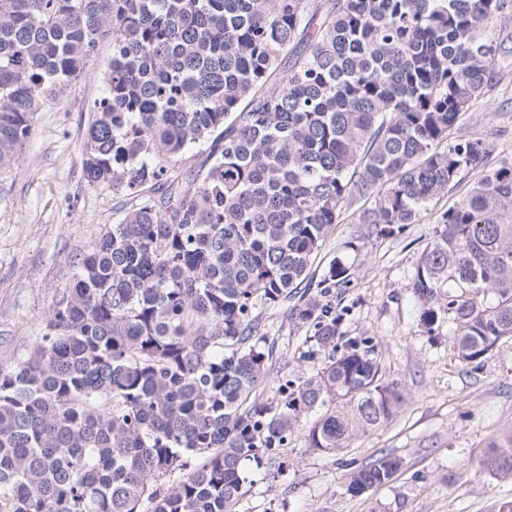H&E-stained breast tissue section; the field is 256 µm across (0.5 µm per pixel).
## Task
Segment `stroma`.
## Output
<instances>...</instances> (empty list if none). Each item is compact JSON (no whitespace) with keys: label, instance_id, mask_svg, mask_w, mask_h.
<instances>
[{"label":"stroma","instance_id":"1","mask_svg":"<svg viewBox=\"0 0 512 512\" xmlns=\"http://www.w3.org/2000/svg\"><path fill=\"white\" fill-rule=\"evenodd\" d=\"M112 54L102 42L84 73L35 117V130L13 167L0 170V368L23 358L44 332V316L73 279L72 261L124 212V197L87 182L80 147L89 107L106 89ZM459 136L488 137L490 165L512 158V88L496 91L460 119ZM441 193L421 223L389 237L362 224L336 225L314 264L334 258L353 272L346 337H371L386 381L400 384L405 401L383 427L356 438L340 455H320L295 435L288 465L276 477L249 466L239 512H498L512 501V475L486 469L489 444L512 432V340L480 364L457 358L447 326L435 333L418 324L408 290L440 212L460 196ZM280 363L295 366L306 351L304 330L284 310L261 313ZM401 459L391 483L354 496L346 491L351 465L384 455Z\"/></svg>","mask_w":512,"mask_h":512}]
</instances>
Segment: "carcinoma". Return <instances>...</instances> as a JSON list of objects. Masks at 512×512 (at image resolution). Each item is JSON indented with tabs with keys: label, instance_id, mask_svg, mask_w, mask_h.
<instances>
[{
	"label": "carcinoma",
	"instance_id": "obj_1",
	"mask_svg": "<svg viewBox=\"0 0 512 512\" xmlns=\"http://www.w3.org/2000/svg\"><path fill=\"white\" fill-rule=\"evenodd\" d=\"M103 40L82 166L129 207L0 370V512H238L246 464L279 471L299 431L336 455L387 424L404 392L343 339L350 268L310 277L348 218L400 233L469 182L408 288L465 365L512 339V160L454 136L512 83V0H0V169ZM282 307L297 373L262 332ZM492 448L512 473V433Z\"/></svg>",
	"mask_w": 512,
	"mask_h": 512
}]
</instances>
